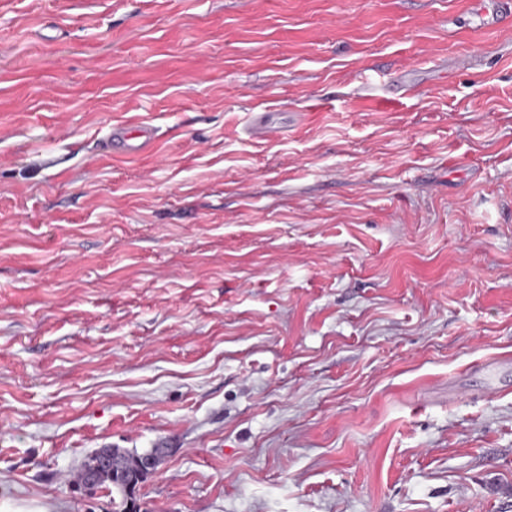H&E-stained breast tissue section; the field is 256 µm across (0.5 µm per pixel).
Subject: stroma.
Returning <instances> with one entry per match:
<instances>
[{
	"label": "stroma",
	"mask_w": 512,
	"mask_h": 512,
	"mask_svg": "<svg viewBox=\"0 0 512 512\" xmlns=\"http://www.w3.org/2000/svg\"><path fill=\"white\" fill-rule=\"evenodd\" d=\"M111 447L148 512H512L502 0H0V504L112 512ZM108 143L114 154L135 156L151 149L155 139L152 127L149 125L129 127L117 124L112 126ZM106 453L114 464L98 472L96 488L115 489L122 495L118 502L113 499L115 509L113 512H141L143 511L138 497V491L145 480H140L136 474L138 461L143 456L154 455L159 457L160 448H152L150 451L137 454L128 452L122 448H100L91 455L84 463L82 470L79 469L76 475V484H85L88 478V466L96 460L97 452Z\"/></svg>",
	"instance_id": "1"
}]
</instances>
